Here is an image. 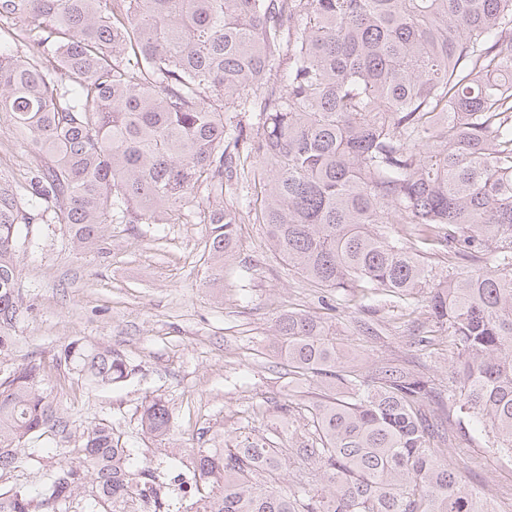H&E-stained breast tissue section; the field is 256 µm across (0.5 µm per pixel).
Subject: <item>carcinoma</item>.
<instances>
[{
    "label": "carcinoma",
    "mask_w": 512,
    "mask_h": 512,
    "mask_svg": "<svg viewBox=\"0 0 512 512\" xmlns=\"http://www.w3.org/2000/svg\"><path fill=\"white\" fill-rule=\"evenodd\" d=\"M1 32L0 112L48 162L27 195L0 182V329L23 314L14 257L43 204L91 246L112 223H182L203 188L221 276L244 223L224 197L246 181L262 196L252 220L309 282L429 289L457 351L448 418L512 454V0H0ZM232 110L256 113V132ZM426 255L448 257V276L427 280ZM274 332L289 373L324 390L310 427L290 448L193 449L183 512H489L444 458L450 429L424 420L429 380L348 369L307 314ZM56 363L95 386L127 377L119 352L78 341ZM42 381L33 361L0 376V473L41 467L19 447L47 433L72 439ZM140 426L167 435L166 403H144ZM77 453L35 490H0V512L162 506L151 461L112 423ZM300 462L297 488L276 486Z\"/></svg>",
    "instance_id": "carcinoma-1"
}]
</instances>
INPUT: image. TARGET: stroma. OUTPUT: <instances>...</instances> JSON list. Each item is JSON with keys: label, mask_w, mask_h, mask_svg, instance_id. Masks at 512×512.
Instances as JSON below:
<instances>
[{"label": "stroma", "mask_w": 512, "mask_h": 512, "mask_svg": "<svg viewBox=\"0 0 512 512\" xmlns=\"http://www.w3.org/2000/svg\"><path fill=\"white\" fill-rule=\"evenodd\" d=\"M46 162L34 153L9 113L0 112V180L23 188ZM208 225L111 224L99 245L74 244L69 225L45 212L16 253L25 307L8 328L0 375L36 360L60 411L74 429L108 419L122 447L151 458L160 449L187 458L194 448H222L265 437L288 445L289 424L307 422L316 382L288 372L274 323L284 310L332 325L348 365L367 373L383 363L406 367L447 392L456 349L425 302L379 293L318 288L272 248L264 225L238 227L222 280L207 270ZM376 328V335L362 330ZM79 341L123 354L126 381L93 387L56 366V355ZM166 402L169 433L152 438L139 425L141 404ZM449 461L463 465L464 483L512 512V458L491 454L471 425L452 429Z\"/></svg>", "instance_id": "1"}]
</instances>
